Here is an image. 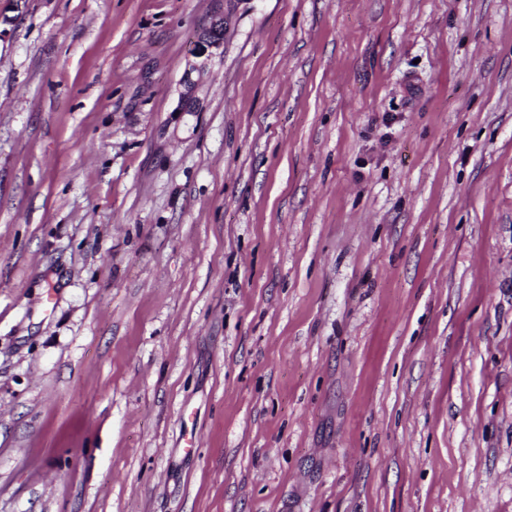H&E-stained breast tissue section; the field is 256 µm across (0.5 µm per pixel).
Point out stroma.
Segmentation results:
<instances>
[{
  "instance_id": "stroma-1",
  "label": "stroma",
  "mask_w": 512,
  "mask_h": 512,
  "mask_svg": "<svg viewBox=\"0 0 512 512\" xmlns=\"http://www.w3.org/2000/svg\"><path fill=\"white\" fill-rule=\"evenodd\" d=\"M0 0V512H512V0ZM236 0H224V17L215 16L212 20L210 25L207 29H209L211 26L213 27L214 31L218 33L221 31V34L218 37H215L208 32H201L195 41L194 49H193V55L196 57L201 56H210L212 54V49H217L224 43V22L226 20V11H228V7H231V5Z\"/></svg>"
}]
</instances>
